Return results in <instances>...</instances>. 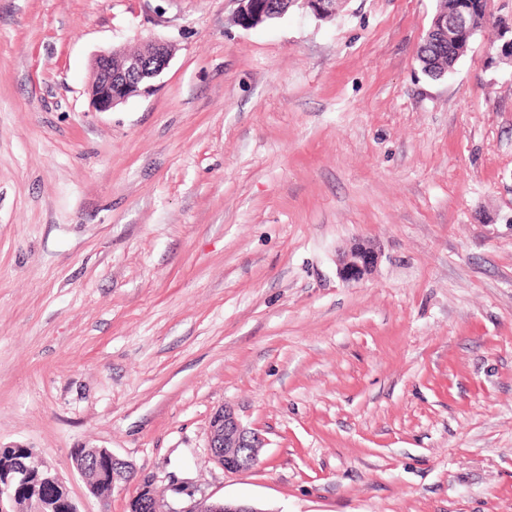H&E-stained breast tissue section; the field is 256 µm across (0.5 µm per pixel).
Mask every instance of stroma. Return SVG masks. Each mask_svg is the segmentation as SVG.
<instances>
[{"label":"stroma","instance_id":"1","mask_svg":"<svg viewBox=\"0 0 512 512\" xmlns=\"http://www.w3.org/2000/svg\"><path fill=\"white\" fill-rule=\"evenodd\" d=\"M436 0H0V447L107 448L164 502L512 512V58ZM176 52L108 112L95 54ZM357 241L381 260L343 283ZM231 407L265 445L209 455ZM255 1L256 0H238V20L240 24L246 27L256 26L264 22L266 18L273 15L281 16L289 9L290 6L298 2V0H281L285 1L284 6H286V9L283 11V13L278 14L277 12L265 13L263 11H259L256 7ZM436 2L435 12L438 10H448V12L434 15L428 33L430 38H434V42L423 40L417 57L428 75L440 79L454 67L458 59L466 52L471 40L482 32L489 21L479 5L480 0H437ZM464 5L470 8L469 17L464 10L448 15ZM469 20L472 28L476 30L474 35L462 30L468 27ZM457 30L460 31L456 32ZM455 32L454 44L451 42L446 45L437 44L447 42ZM432 56H437L440 59L438 65L431 64ZM377 249L361 241L343 249L337 258L339 278L343 282H359L373 274L379 264Z\"/></svg>","mask_w":512,"mask_h":512}]
</instances>
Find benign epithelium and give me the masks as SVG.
Segmentation results:
<instances>
[{"label":"benign epithelium","instance_id":"1","mask_svg":"<svg viewBox=\"0 0 512 512\" xmlns=\"http://www.w3.org/2000/svg\"><path fill=\"white\" fill-rule=\"evenodd\" d=\"M238 20L240 24L256 26L270 17V14L257 9L255 0H238ZM311 11L319 17H330L336 11V0H303ZM468 13L460 10L454 14L446 12L434 15L429 36L436 43H445L454 33L468 27ZM174 50L170 43L161 40H149L136 53L124 48L102 52L94 59V81L96 89L92 94L93 104L97 111L107 112L133 96L140 95L151 88L145 84L148 79H157L168 67ZM380 255L377 249L361 241L354 242L343 249L337 258L339 278L347 283L359 282L373 274L379 264ZM264 447V439L259 433L245 427L228 406L217 409L211 416L208 433V448L211 459L229 473L244 470L240 458L245 449L248 455L258 457L260 448ZM72 468L87 482L90 493L105 503L112 497V492L119 482L133 484L134 491L130 500L146 494L144 501L148 512H176L174 509L161 507L163 501L157 498L154 490V479L140 475L126 460L116 456L108 448H85L71 457ZM97 472H111L112 483L109 489L99 487L97 481L88 476L90 469ZM36 470L44 481L59 488L65 495L68 512H79L76 504L69 496L63 478L52 471L45 460L37 453H31L30 463L14 472L12 478L5 479L0 486V512H13L14 496L9 491L11 479L24 480L28 471ZM188 512H267L256 505L243 501L217 500L204 503Z\"/></svg>","mask_w":512,"mask_h":512}]
</instances>
